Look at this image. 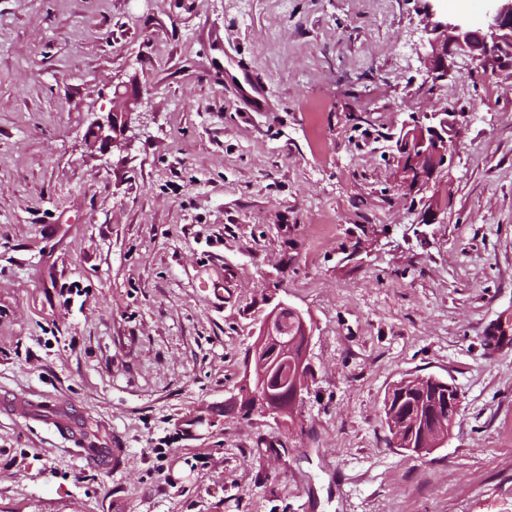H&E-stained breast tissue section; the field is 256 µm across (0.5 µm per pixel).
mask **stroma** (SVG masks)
<instances>
[{
  "label": "stroma",
  "mask_w": 512,
  "mask_h": 512,
  "mask_svg": "<svg viewBox=\"0 0 512 512\" xmlns=\"http://www.w3.org/2000/svg\"><path fill=\"white\" fill-rule=\"evenodd\" d=\"M426 4L0 0V512H512V74L426 83ZM133 78L129 147H90ZM448 111L450 173L398 190L403 124ZM280 301L314 327L287 423L226 404ZM412 375L460 393L419 456L383 411Z\"/></svg>",
  "instance_id": "stroma-1"
}]
</instances>
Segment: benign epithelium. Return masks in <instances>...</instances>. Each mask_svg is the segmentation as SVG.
<instances>
[{
    "instance_id": "1",
    "label": "benign epithelium",
    "mask_w": 512,
    "mask_h": 512,
    "mask_svg": "<svg viewBox=\"0 0 512 512\" xmlns=\"http://www.w3.org/2000/svg\"><path fill=\"white\" fill-rule=\"evenodd\" d=\"M482 20L440 15L429 8L422 20L427 36L423 64L426 81L433 84L455 78V59L465 57L477 71L512 69V0H488ZM139 100L135 80L116 92L107 121L96 123L92 143L120 147L126 143L131 115ZM459 127L457 114L433 113L412 127L397 155L396 185L412 193L426 187L451 162L448 142ZM313 326L299 309L282 301L261 319L250 345V357L237 387L244 407L276 420L293 417L303 400L310 371L309 345ZM276 342L281 358L291 361L288 383L272 396L265 379L272 369L268 348ZM460 408L457 387L434 376L406 377L393 384L384 400L385 421L396 447L421 455L443 445L452 433ZM214 405L204 404L190 419L195 427L215 423Z\"/></svg>"
}]
</instances>
